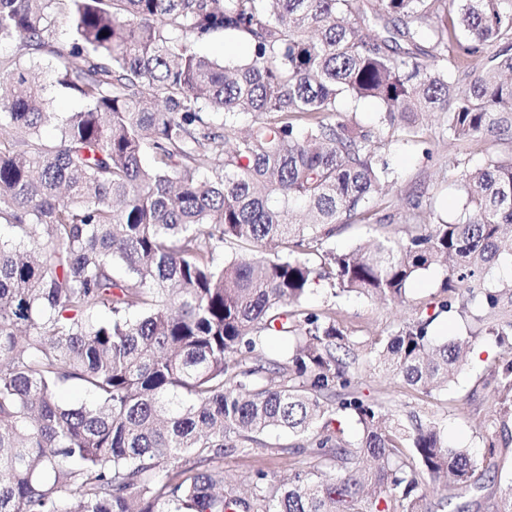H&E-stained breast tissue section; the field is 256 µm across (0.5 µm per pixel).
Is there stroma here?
<instances>
[{
  "instance_id": "35a3bbf8",
  "label": "stroma",
  "mask_w": 512,
  "mask_h": 512,
  "mask_svg": "<svg viewBox=\"0 0 512 512\" xmlns=\"http://www.w3.org/2000/svg\"><path fill=\"white\" fill-rule=\"evenodd\" d=\"M441 124L439 116L433 114L426 118L419 138L410 140L401 135L386 141L382 154L394 173V182L378 198L373 223L341 227L328 240V247L344 250L373 237L401 235L405 226L399 217L408 198L421 191L427 193L437 210L454 211L459 199L446 185L458 162L465 160L475 167L512 153V143L491 134L482 136L475 145L452 141L443 135ZM445 276V270L438 266L424 271L409 284L402 303L377 302L354 294L337 298L326 283L320 282L313 286L304 306L312 311L332 306L340 310L344 326L359 342L358 359L350 372L362 397L385 404L401 417L414 415L436 422L449 446L469 447L480 457L485 453L484 427L494 415L491 366L506 354V347L476 343L448 388L429 396L399 380L379 375L367 359L368 341L391 334L401 324L415 319L421 308L437 300ZM506 433L511 440L500 445L495 465L482 477L480 488L458 498L447 488L432 484L427 489V504L433 506L444 500L452 508L466 505L469 512H496L500 488L512 480V424ZM223 468L225 480L242 489L260 468L275 479L299 470H317L326 476L334 473L333 468L319 464L301 439L278 432L260 436L250 451L225 455Z\"/></svg>"
}]
</instances>
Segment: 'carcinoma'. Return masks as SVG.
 <instances>
[{"label": "carcinoma", "instance_id": "obj_1", "mask_svg": "<svg viewBox=\"0 0 512 512\" xmlns=\"http://www.w3.org/2000/svg\"><path fill=\"white\" fill-rule=\"evenodd\" d=\"M219 33L252 56L199 55ZM12 42L26 58L0 56V512H423L430 482L477 487L512 422V358L492 369L479 460L365 401L349 375L359 342L301 304L320 281L402 302L446 267L433 314L368 351L427 396L476 340L512 343V280L489 277L512 259V155L462 166L453 215L417 200L407 237L323 249L338 225L371 223L391 174L382 136L416 138L430 112L454 141L512 132V0H0ZM44 55L82 111H51ZM345 98L375 102L380 127L342 117ZM241 114L252 123L227 139ZM443 313L466 332L436 341ZM269 331L292 338L287 356L257 358ZM68 385L91 401L61 403ZM274 429L336 476L260 469L225 488L224 455Z\"/></svg>", "mask_w": 512, "mask_h": 512}]
</instances>
